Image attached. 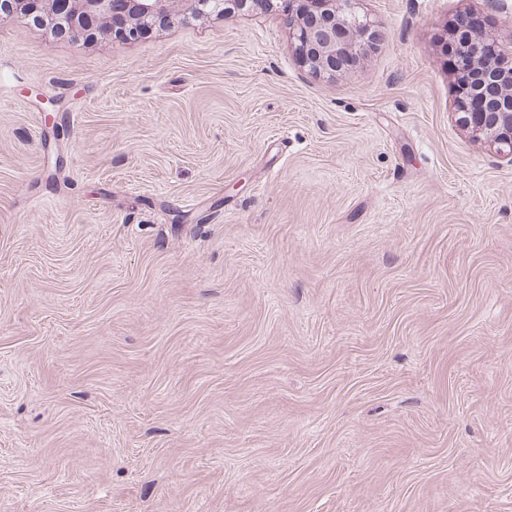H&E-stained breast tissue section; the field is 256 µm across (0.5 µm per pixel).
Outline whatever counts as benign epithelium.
<instances>
[{
  "mask_svg": "<svg viewBox=\"0 0 512 512\" xmlns=\"http://www.w3.org/2000/svg\"><path fill=\"white\" fill-rule=\"evenodd\" d=\"M180 0H74L70 13L59 10L56 0H0V24L27 20L64 29L72 37H87L89 18L115 22L114 37L129 41L140 37L156 22L176 15ZM196 15H222L242 9L248 0H189ZM288 17L292 40L303 63L316 73L333 74L376 40V31L366 22L355 26L356 0H278ZM466 64L458 73L457 106L459 121L475 137L489 142L512 162V69L498 66L512 59V42L499 41L469 30L466 17L451 30Z\"/></svg>",
  "mask_w": 512,
  "mask_h": 512,
  "instance_id": "7a95c632",
  "label": "benign epithelium"
}]
</instances>
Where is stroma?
Here are the masks:
<instances>
[{
    "mask_svg": "<svg viewBox=\"0 0 512 512\" xmlns=\"http://www.w3.org/2000/svg\"><path fill=\"white\" fill-rule=\"evenodd\" d=\"M357 11L336 76L259 0L0 25V512H512V161L445 52L512 0ZM188 2L196 15H224L231 9H243L248 0H189Z\"/></svg>",
    "mask_w": 512,
    "mask_h": 512,
    "instance_id": "stroma-1",
    "label": "stroma"
}]
</instances>
